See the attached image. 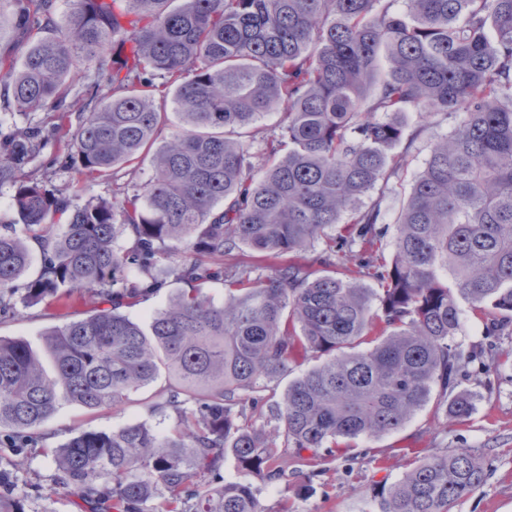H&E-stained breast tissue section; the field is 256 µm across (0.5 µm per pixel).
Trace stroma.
<instances>
[{
  "label": "stroma",
  "mask_w": 512,
  "mask_h": 512,
  "mask_svg": "<svg viewBox=\"0 0 512 512\" xmlns=\"http://www.w3.org/2000/svg\"><path fill=\"white\" fill-rule=\"evenodd\" d=\"M64 157L62 146L53 141L27 169L46 188L79 203L91 198L122 199V180L81 175L64 164ZM16 307V315L0 317V336L21 338L36 348L41 347L48 329L79 318L83 311L79 305L61 309L21 301ZM457 339L483 349L482 361L473 362L458 377L459 389L475 396L473 412L465 421L447 419L426 407L399 431L357 440L351 453H339L323 462L310 489L304 482L309 466L296 458L288 461L286 479L271 482L241 470L229 454L220 470L221 479L252 484L266 512H374L379 486L401 478L413 457L463 449L482 460L486 477L455 512H512V338L485 335L482 324L468 315ZM486 359L498 360L494 375L484 374L482 362ZM163 387V382H156L132 393L124 404L94 412L74 403L61 405L44 425L46 442L41 449L21 451L9 447L0 436V469L14 474V495L24 512H89L82 498L57 488L51 448L84 429L109 432L144 419L151 420L157 430H166L170 419L149 416L147 409L148 403L159 400Z\"/></svg>",
  "instance_id": "1"
}]
</instances>
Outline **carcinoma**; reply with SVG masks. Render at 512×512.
<instances>
[{
	"mask_svg": "<svg viewBox=\"0 0 512 512\" xmlns=\"http://www.w3.org/2000/svg\"><path fill=\"white\" fill-rule=\"evenodd\" d=\"M3 43L0 110L47 112L83 174L131 179L119 202L80 204L25 171L41 128L0 151L22 226L0 234V316L32 242L25 303L89 306L40 352L0 336V430L25 448L64 403L95 411L163 373L177 383L149 407L173 414L165 432L86 429L53 449L58 486L112 512H265L250 484L211 486L227 452L276 481L290 454L316 464L402 429L435 391L436 411L469 417L457 376L481 351L453 342L460 301L512 335V0H70L64 24L54 0H0ZM272 111L281 122L257 130ZM438 115L453 125L406 188L407 150ZM400 193L387 259L382 205ZM168 282L183 288L148 327L122 312ZM312 359L270 407L273 429H255L246 406ZM484 480L468 451L427 457L375 512H452ZM12 482L0 471V512H24Z\"/></svg>",
	"mask_w": 512,
	"mask_h": 512,
	"instance_id": "1",
	"label": "carcinoma"
}]
</instances>
